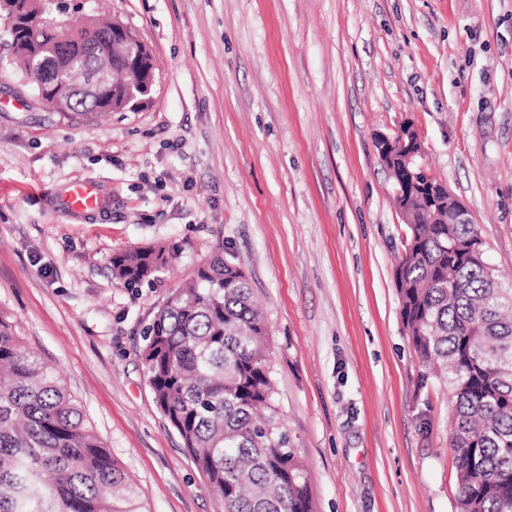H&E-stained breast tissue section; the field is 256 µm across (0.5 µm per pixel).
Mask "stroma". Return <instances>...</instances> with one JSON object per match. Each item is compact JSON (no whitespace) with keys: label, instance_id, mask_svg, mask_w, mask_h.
<instances>
[{"label":"stroma","instance_id":"stroma-1","mask_svg":"<svg viewBox=\"0 0 512 512\" xmlns=\"http://www.w3.org/2000/svg\"><path fill=\"white\" fill-rule=\"evenodd\" d=\"M119 18L156 82L135 112L46 106L0 32V311L55 368L141 512H221L139 352L215 250L269 327L312 512H454L447 385L423 378L394 272L407 229L376 141L417 127L512 283V0H67ZM98 184L100 215L56 198ZM166 242L154 287L114 253Z\"/></svg>","mask_w":512,"mask_h":512}]
</instances>
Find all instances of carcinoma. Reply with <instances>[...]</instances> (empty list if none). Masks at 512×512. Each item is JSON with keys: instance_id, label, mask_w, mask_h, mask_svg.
<instances>
[{"instance_id": "obj_1", "label": "carcinoma", "mask_w": 512, "mask_h": 512, "mask_svg": "<svg viewBox=\"0 0 512 512\" xmlns=\"http://www.w3.org/2000/svg\"><path fill=\"white\" fill-rule=\"evenodd\" d=\"M48 22L10 39L55 43ZM59 74L41 58L45 95ZM413 199L395 272L406 335L448 383L455 512H512V287L484 260L473 224H433ZM177 247L112 257V279L151 286ZM140 352L156 405L224 512H311L308 476L275 401L265 318L245 273L216 252L170 291ZM0 512H140L136 491L55 370L0 312Z\"/></svg>"}]
</instances>
